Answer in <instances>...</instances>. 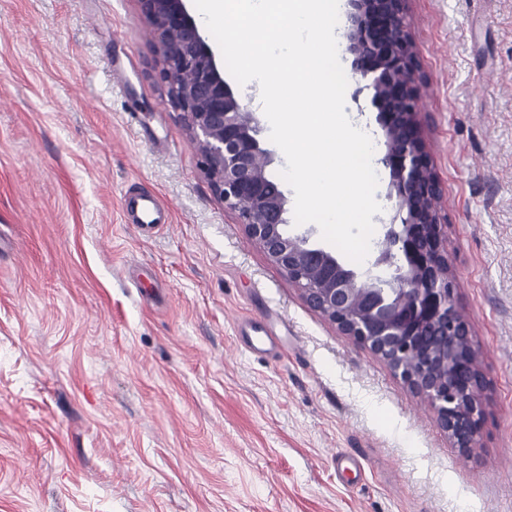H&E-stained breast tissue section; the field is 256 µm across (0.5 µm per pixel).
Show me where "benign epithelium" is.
<instances>
[{"instance_id": "benign-epithelium-1", "label": "benign epithelium", "mask_w": 512, "mask_h": 512, "mask_svg": "<svg viewBox=\"0 0 512 512\" xmlns=\"http://www.w3.org/2000/svg\"><path fill=\"white\" fill-rule=\"evenodd\" d=\"M151 30L158 76L182 115L201 168L224 208L344 336L386 362L435 410L452 444L478 447L489 381L455 299L442 185L419 112L422 74L409 31L410 0H348L346 53L359 98L368 93L384 138L393 215L377 256L355 271L309 235H291L288 198L267 173L255 112L224 81L185 0H138Z\"/></svg>"}]
</instances>
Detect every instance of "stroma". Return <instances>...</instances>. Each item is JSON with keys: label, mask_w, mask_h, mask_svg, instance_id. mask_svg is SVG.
I'll return each instance as SVG.
<instances>
[{"label": "stroma", "mask_w": 512, "mask_h": 512, "mask_svg": "<svg viewBox=\"0 0 512 512\" xmlns=\"http://www.w3.org/2000/svg\"><path fill=\"white\" fill-rule=\"evenodd\" d=\"M410 20L491 383L469 454L214 196L137 0H0V512H512V0ZM132 185L171 224L125 223Z\"/></svg>", "instance_id": "obj_1"}]
</instances>
